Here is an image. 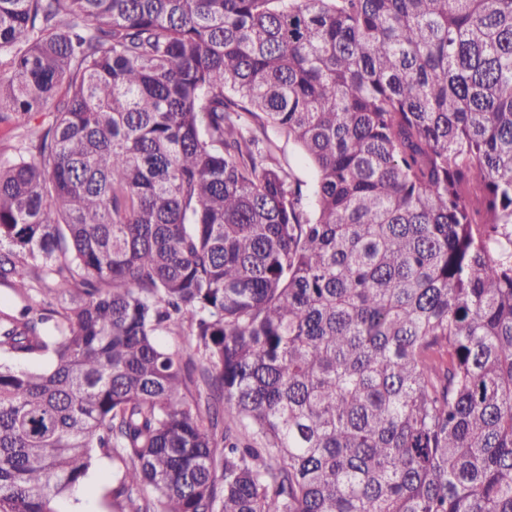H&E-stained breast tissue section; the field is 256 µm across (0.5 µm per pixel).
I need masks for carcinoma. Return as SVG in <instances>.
<instances>
[{
	"instance_id": "carcinoma-1",
	"label": "carcinoma",
	"mask_w": 512,
	"mask_h": 512,
	"mask_svg": "<svg viewBox=\"0 0 512 512\" xmlns=\"http://www.w3.org/2000/svg\"><path fill=\"white\" fill-rule=\"evenodd\" d=\"M41 112L0 512L99 456L112 512H512V0H0V113ZM248 123L260 142L270 149L273 161L289 171L293 179L301 185L304 198L306 195L310 196L315 184V172L299 146L270 125L261 128L252 118H248Z\"/></svg>"
}]
</instances>
